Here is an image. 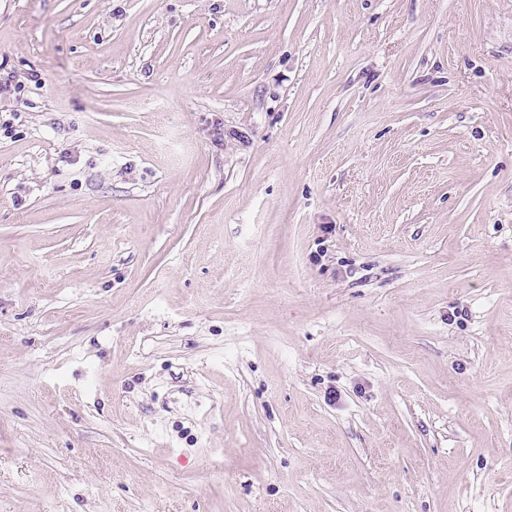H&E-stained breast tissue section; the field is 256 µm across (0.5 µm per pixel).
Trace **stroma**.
I'll use <instances>...</instances> for the list:
<instances>
[{
	"mask_svg": "<svg viewBox=\"0 0 512 512\" xmlns=\"http://www.w3.org/2000/svg\"><path fill=\"white\" fill-rule=\"evenodd\" d=\"M0 73V512H512V0H0Z\"/></svg>",
	"mask_w": 512,
	"mask_h": 512,
	"instance_id": "1",
	"label": "stroma"
}]
</instances>
